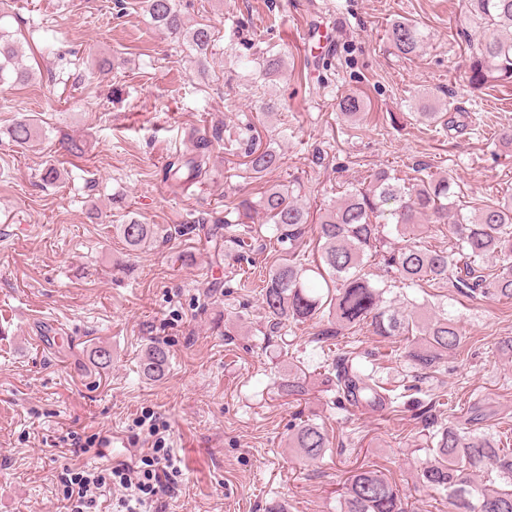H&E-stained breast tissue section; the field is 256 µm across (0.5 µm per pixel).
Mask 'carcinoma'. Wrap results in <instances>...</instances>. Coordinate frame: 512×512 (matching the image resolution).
<instances>
[{"instance_id": "1", "label": "carcinoma", "mask_w": 512, "mask_h": 512, "mask_svg": "<svg viewBox=\"0 0 512 512\" xmlns=\"http://www.w3.org/2000/svg\"><path fill=\"white\" fill-rule=\"evenodd\" d=\"M143 10L156 31L185 42L204 57L214 42L205 24L188 25L176 0H142ZM468 26L459 31L466 41L472 28L481 30L464 60L470 88L512 91V0H464ZM7 0H0V86L25 83L33 73L19 59L17 40L5 27ZM387 39L404 58L417 55L424 42L419 26L409 19L395 20ZM282 57L272 51L258 61L267 78L278 76ZM365 110L364 99L347 94L336 99V111L356 118ZM8 134L13 142L27 145L39 135L33 120L23 115ZM207 143L202 140L192 155L178 154L166 164L164 180L184 188L207 173ZM245 165L258 177L280 166V152L261 146L248 135ZM414 182L388 169L372 171L368 186L348 188L340 200L329 204L316 225L317 257L311 260L296 252L310 212L299 200V189L278 184L258 200L243 198L224 209V226H247L260 220L274 225L277 239L288 245L286 255L269 270L261 300L269 331L277 333L294 324L317 318L327 324L317 334L326 342L345 331L367 330L375 336H408L399 357L421 374L436 368L448 354L458 353L465 335L460 322L445 309L401 306L386 298L395 284L422 287L446 282L465 296L490 295L512 303V201L467 208L454 191L451 176L429 165L418 168ZM395 226L398 240L384 234L379 218ZM448 224V247L420 240L422 224ZM117 232L132 251L149 245L156 237L154 225L130 218ZM376 264L391 274L389 280H373L366 267ZM168 351L152 344L141 363L148 378H161L168 367ZM335 387L336 404L396 411L405 394L385 387L378 370L356 362L352 352L323 365ZM278 391L299 401L308 394L307 374L301 367L288 373ZM486 414L473 408L465 424L443 427L429 436L422 451L416 478L422 486L445 493L450 512H512V449L499 446L494 434L478 425ZM288 447L308 462L324 456L330 447L327 432L311 419L299 420L289 436ZM340 512H409L399 490L380 470L360 466L349 475L340 500Z\"/></svg>"}]
</instances>
